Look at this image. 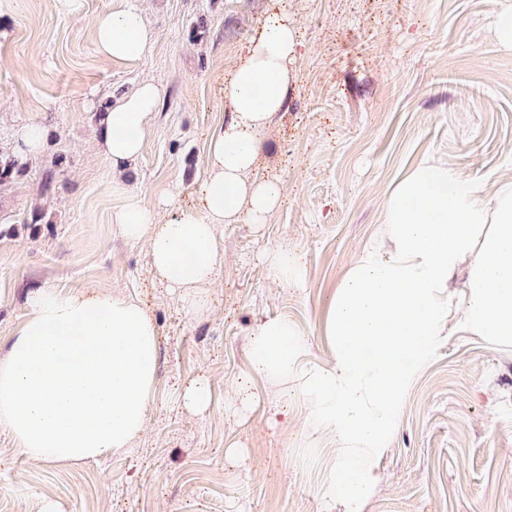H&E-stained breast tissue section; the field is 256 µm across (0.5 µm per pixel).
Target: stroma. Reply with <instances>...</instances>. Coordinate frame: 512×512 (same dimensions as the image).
Here are the masks:
<instances>
[{
    "mask_svg": "<svg viewBox=\"0 0 512 512\" xmlns=\"http://www.w3.org/2000/svg\"><path fill=\"white\" fill-rule=\"evenodd\" d=\"M141 7L155 33L135 61L100 56L93 21ZM272 0H0V151L46 131L42 151L0 182V357L41 287L95 289L139 301L159 331L143 433L131 448L55 466L27 459L0 430V512H326L320 483L335 440L310 434L296 385L250 373L249 340L268 318L292 321L302 360L327 365L321 331L341 276L383 225L387 188L423 159L489 188L512 183V46L493 21L512 0H288L300 46L282 111L260 136L259 175L288 202L261 224H223L224 260L192 309L151 281L144 242L111 222L115 184L145 199L192 201L208 143L233 117L224 77L257 38ZM149 79L162 89L139 158L114 173L97 135L102 103ZM51 189H44V181ZM44 217L32 223L31 213ZM288 247L302 290L268 277L265 251ZM400 403L364 512H512V342L458 321ZM208 376L201 413L181 400ZM249 378L256 395L235 392ZM287 404V416L274 408Z\"/></svg>",
    "mask_w": 512,
    "mask_h": 512,
    "instance_id": "stroma-1",
    "label": "stroma"
}]
</instances>
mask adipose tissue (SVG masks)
<instances>
[{
    "label": "adipose tissue",
    "mask_w": 512,
    "mask_h": 512,
    "mask_svg": "<svg viewBox=\"0 0 512 512\" xmlns=\"http://www.w3.org/2000/svg\"><path fill=\"white\" fill-rule=\"evenodd\" d=\"M97 47L114 60L144 56L155 33L140 8L99 15ZM298 34L287 9L273 7L257 41L224 79L231 122L212 137L208 171L194 204L167 192L154 204L121 192L111 221L146 242L162 286L189 306L208 303L219 272L221 224L263 223L286 203L278 178L252 179L258 139L281 111ZM161 100L148 80L111 105L103 152L122 172L142 149ZM385 222L394 248L364 249L336 286L323 333L335 352L328 367L303 366L304 337L285 318L258 323L251 371L298 381L309 426L336 441L322 496L334 512H363L379 481L376 464L395 428L399 403L442 342L452 314L450 273L470 266L461 323L478 336L512 342V184L488 189L448 166L422 160L387 191ZM270 278L302 288L299 254H267ZM30 315L0 358V429L32 460L67 466L130 447L143 431L157 372L154 321L137 301L96 290H36Z\"/></svg>",
    "instance_id": "obj_1"
}]
</instances>
